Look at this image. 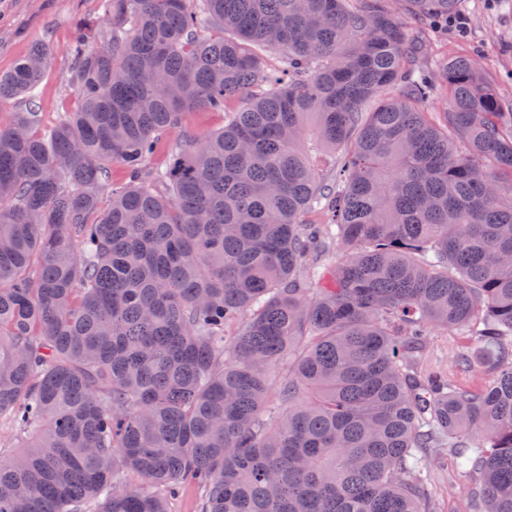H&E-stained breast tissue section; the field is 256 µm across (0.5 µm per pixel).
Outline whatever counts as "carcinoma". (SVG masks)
<instances>
[{
	"instance_id": "cac0c4a2",
	"label": "carcinoma",
	"mask_w": 512,
	"mask_h": 512,
	"mask_svg": "<svg viewBox=\"0 0 512 512\" xmlns=\"http://www.w3.org/2000/svg\"><path fill=\"white\" fill-rule=\"evenodd\" d=\"M390 2L103 0L70 47L77 108L0 124V422L24 437L0 512H170L185 482L200 512H430L446 446L481 512H512V111L456 56L431 122L418 59L460 0H401L414 31ZM50 59L0 73V104ZM231 97L143 182L182 112ZM114 164L131 183L103 208ZM432 327L483 342L455 363L483 387L414 370Z\"/></svg>"
}]
</instances>
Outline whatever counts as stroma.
I'll use <instances>...</instances> for the list:
<instances>
[{
    "mask_svg": "<svg viewBox=\"0 0 512 512\" xmlns=\"http://www.w3.org/2000/svg\"><path fill=\"white\" fill-rule=\"evenodd\" d=\"M101 0H0V72L8 71L34 47L45 45L51 61L36 90L40 127L51 126L58 113L75 109L68 48L76 24L101 19ZM464 28L449 27L427 48L422 61L432 68L436 59L467 55L498 82V92L512 102V0H463ZM224 115L199 109L184 112L178 124L161 136L150 168L165 166L171 155L191 141L221 130ZM469 337L432 329L425 365L450 369ZM451 449L433 448L423 476L432 492L431 512H475L468 495L473 478L452 467Z\"/></svg>",
    "mask_w": 512,
    "mask_h": 512,
    "instance_id": "1",
    "label": "stroma"
}]
</instances>
